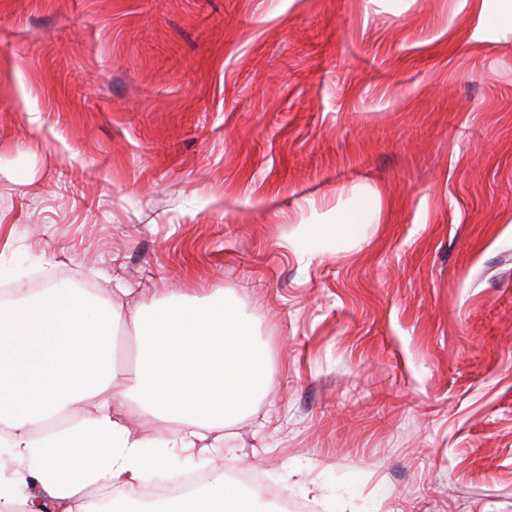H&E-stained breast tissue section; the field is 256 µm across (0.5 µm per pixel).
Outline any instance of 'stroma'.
Masks as SVG:
<instances>
[{"instance_id": "35a3bbf8", "label": "stroma", "mask_w": 512, "mask_h": 512, "mask_svg": "<svg viewBox=\"0 0 512 512\" xmlns=\"http://www.w3.org/2000/svg\"><path fill=\"white\" fill-rule=\"evenodd\" d=\"M380 192L359 245L292 246ZM0 284L226 295L216 456L310 512H512V32L457 0H0Z\"/></svg>"}]
</instances>
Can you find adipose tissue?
<instances>
[{"mask_svg":"<svg viewBox=\"0 0 512 512\" xmlns=\"http://www.w3.org/2000/svg\"><path fill=\"white\" fill-rule=\"evenodd\" d=\"M475 39L512 31V0H459ZM379 193L336 209L323 224H305L303 244L356 241L380 212ZM111 302L52 285L31 301L0 299V512H100L102 489L133 491L171 467L212 462L228 428L258 406L271 382L270 358L256 346L235 305L223 296L199 304L150 300L130 310L134 370L115 364ZM171 423L151 436L134 431L126 403ZM150 512H266L213 469L187 495Z\"/></svg>","mask_w":512,"mask_h":512,"instance_id":"adipose-tissue-1","label":"adipose tissue"}]
</instances>
